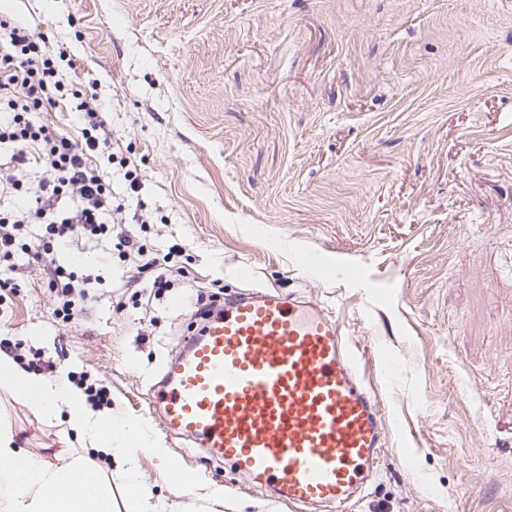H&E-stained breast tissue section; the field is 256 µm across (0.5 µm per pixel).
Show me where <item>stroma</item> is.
<instances>
[{"mask_svg": "<svg viewBox=\"0 0 512 512\" xmlns=\"http://www.w3.org/2000/svg\"><path fill=\"white\" fill-rule=\"evenodd\" d=\"M4 15L64 52L65 83L101 113L106 220L137 245L54 252L90 280L68 323L46 261L17 260L0 341L40 352L43 376L87 372L109 411L148 423L169 453L139 457L152 503L291 512L148 402L201 307L268 287L333 309L385 418L364 491L321 512H512V0H11ZM68 415L0 389L24 451L81 454Z\"/></svg>", "mask_w": 512, "mask_h": 512, "instance_id": "obj_1", "label": "stroma"}]
</instances>
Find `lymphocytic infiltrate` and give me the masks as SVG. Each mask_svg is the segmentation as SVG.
<instances>
[{
	"label": "lymphocytic infiltrate",
	"mask_w": 512,
	"mask_h": 512,
	"mask_svg": "<svg viewBox=\"0 0 512 512\" xmlns=\"http://www.w3.org/2000/svg\"><path fill=\"white\" fill-rule=\"evenodd\" d=\"M6 100L12 117L0 124V144L17 147L19 164L36 152L46 168L39 194L27 204L36 217L53 209L60 196L77 192L81 206L73 214L50 220L49 236L41 251L51 255L53 244L70 239H93L111 246L112 227L105 222L112 192L93 161L104 150L99 136L103 123L81 90L66 86L55 66L54 54L42 35L7 19H0V100ZM83 113L87 123L83 144L50 132L36 119L38 112L58 105Z\"/></svg>",
	"instance_id": "f902f5d3"
}]
</instances>
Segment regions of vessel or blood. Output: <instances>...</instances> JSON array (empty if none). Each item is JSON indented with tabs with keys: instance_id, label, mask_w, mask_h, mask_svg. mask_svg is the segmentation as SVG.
<instances>
[{
	"instance_id": "obj_1",
	"label": "vessel or blood",
	"mask_w": 512,
	"mask_h": 512,
	"mask_svg": "<svg viewBox=\"0 0 512 512\" xmlns=\"http://www.w3.org/2000/svg\"><path fill=\"white\" fill-rule=\"evenodd\" d=\"M153 391L168 433L294 508L361 492L385 436L340 320L275 291L210 312Z\"/></svg>"
}]
</instances>
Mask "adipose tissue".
Masks as SVG:
<instances>
[{
	"label": "adipose tissue",
	"instance_id": "ef3b65f1",
	"mask_svg": "<svg viewBox=\"0 0 512 512\" xmlns=\"http://www.w3.org/2000/svg\"><path fill=\"white\" fill-rule=\"evenodd\" d=\"M0 388L18 394L40 414L55 416L68 407L69 428L84 447L112 464L123 480L125 497L145 512L150 493L141 483L136 461L150 453L164 459L168 451L144 420L115 416L93 407L66 374L49 379L18 369L0 355ZM105 469L81 458L55 465L13 445V432L0 426V512H115Z\"/></svg>",
	"mask_w": 512,
	"mask_h": 512
}]
</instances>
